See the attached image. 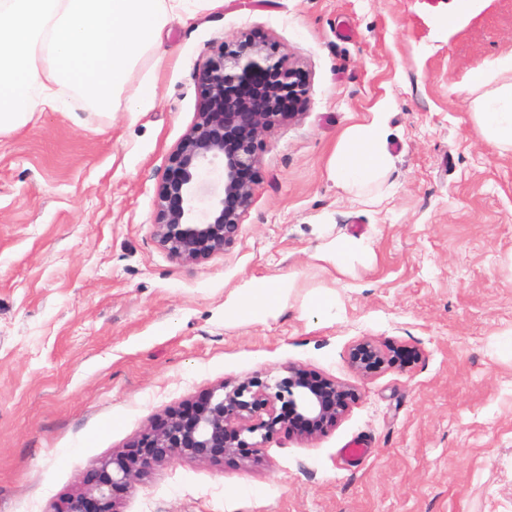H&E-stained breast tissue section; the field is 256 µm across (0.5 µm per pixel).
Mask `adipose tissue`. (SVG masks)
Here are the masks:
<instances>
[{
	"label": "adipose tissue",
	"instance_id": "adipose-tissue-1",
	"mask_svg": "<svg viewBox=\"0 0 512 512\" xmlns=\"http://www.w3.org/2000/svg\"><path fill=\"white\" fill-rule=\"evenodd\" d=\"M475 132L502 153L512 152V57L474 73L466 86ZM389 152L380 118L353 124L342 133L330 172L345 194L371 200L387 172ZM293 290L288 277L252 279L234 289L224 305L228 320H265L287 307Z\"/></svg>",
	"mask_w": 512,
	"mask_h": 512
}]
</instances>
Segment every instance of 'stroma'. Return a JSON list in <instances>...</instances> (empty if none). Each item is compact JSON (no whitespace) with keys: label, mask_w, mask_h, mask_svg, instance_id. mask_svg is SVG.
Returning <instances> with one entry per match:
<instances>
[{"label":"stroma","mask_w":512,"mask_h":512,"mask_svg":"<svg viewBox=\"0 0 512 512\" xmlns=\"http://www.w3.org/2000/svg\"><path fill=\"white\" fill-rule=\"evenodd\" d=\"M244 39L308 94L262 141L238 235L185 263L154 235L162 175L213 49ZM510 55L512 0H185L125 88L153 103L0 133V512H54L151 420L292 365L355 389L336 425L156 466L117 512H512V152L463 89ZM376 113L391 163L365 204L329 161ZM338 239L364 246L340 271L315 258ZM284 275L278 316L225 321L234 288ZM363 340L411 358L359 373Z\"/></svg>","instance_id":"stroma-1"}]
</instances>
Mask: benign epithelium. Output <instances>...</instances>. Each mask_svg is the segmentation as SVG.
Masks as SVG:
<instances>
[{
    "label": "benign epithelium",
    "mask_w": 512,
    "mask_h": 512,
    "mask_svg": "<svg viewBox=\"0 0 512 512\" xmlns=\"http://www.w3.org/2000/svg\"><path fill=\"white\" fill-rule=\"evenodd\" d=\"M204 103L194 124L171 155L162 175L155 235L172 256L194 263L224 251L238 234L242 213L252 204L255 180L241 177L258 165L257 145L276 124L298 113L280 111L307 94L303 72L286 56L248 42L218 46L202 70ZM223 161L222 186L205 178ZM351 364L362 372L388 363L369 341L353 348ZM353 393L333 381H308L297 367L273 383L259 376L232 389L220 385L187 415L151 421L132 447L138 455L114 454L92 465L96 479L58 512H112V491L130 485L155 464L189 457L217 461L239 448L260 449L288 417L298 418L292 435L310 439L346 412ZM287 413L277 411L276 403ZM267 414L268 419L261 418Z\"/></svg>",
    "instance_id": "obj_1"
}]
</instances>
